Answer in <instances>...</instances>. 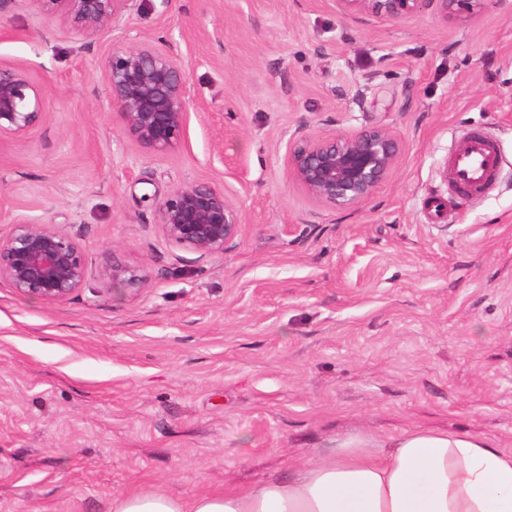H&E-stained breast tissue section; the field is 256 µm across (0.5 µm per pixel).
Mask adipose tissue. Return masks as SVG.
<instances>
[{
    "label": "adipose tissue",
    "instance_id": "ef3b65f1",
    "mask_svg": "<svg viewBox=\"0 0 512 512\" xmlns=\"http://www.w3.org/2000/svg\"><path fill=\"white\" fill-rule=\"evenodd\" d=\"M112 512H512V450L423 425L359 432L257 487L189 499L140 490Z\"/></svg>",
    "mask_w": 512,
    "mask_h": 512
}]
</instances>
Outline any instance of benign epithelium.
Wrapping results in <instances>:
<instances>
[{
	"label": "benign epithelium",
	"instance_id": "benign-epithelium-1",
	"mask_svg": "<svg viewBox=\"0 0 512 512\" xmlns=\"http://www.w3.org/2000/svg\"><path fill=\"white\" fill-rule=\"evenodd\" d=\"M43 14L59 18L84 39L120 26L139 9L138 0H31ZM437 2L443 10H484L489 0H337L341 14L396 21ZM104 76L123 131L155 153L177 150L187 122L186 73L165 40H127L114 45ZM44 90L28 68L0 61V139L29 134L43 120ZM299 124L286 145L296 181L321 205L351 210L366 204L388 178L403 145L389 129L365 127L315 138ZM157 224L173 246L209 257L224 253L242 224L241 209L223 189L208 183L174 188L157 205ZM87 263L80 243L56 224L17 217L0 238V282L21 296L47 303L70 298L84 285ZM102 279L133 294L145 282L141 269L114 260Z\"/></svg>",
	"mask_w": 512,
	"mask_h": 512
}]
</instances>
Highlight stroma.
I'll return each instance as SVG.
<instances>
[{
	"mask_svg": "<svg viewBox=\"0 0 512 512\" xmlns=\"http://www.w3.org/2000/svg\"><path fill=\"white\" fill-rule=\"evenodd\" d=\"M135 37L166 39L185 70L176 152L146 151L112 107L104 62ZM0 60L45 92L42 123L0 140V236L39 217L88 269L57 303L0 283V512L245 489L337 437L421 423L512 449V0L398 21L344 17L336 0H140L92 39L0 0ZM302 119L315 137L401 138L367 204L327 208L294 180ZM471 131L501 155L480 194L456 191L448 166ZM196 181L242 210L217 256L156 224L158 202ZM116 256L143 269L139 293L102 280Z\"/></svg>",
	"mask_w": 512,
	"mask_h": 512,
	"instance_id": "stroma-1",
	"label": "stroma"
}]
</instances>
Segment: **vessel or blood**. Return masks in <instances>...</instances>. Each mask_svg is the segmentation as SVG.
<instances>
[{
	"label": "vessel or blood",
	"instance_id": "obj_1",
	"mask_svg": "<svg viewBox=\"0 0 512 512\" xmlns=\"http://www.w3.org/2000/svg\"><path fill=\"white\" fill-rule=\"evenodd\" d=\"M454 182L472 192H482L495 180L499 156L493 143L475 132L449 159Z\"/></svg>",
	"mask_w": 512,
	"mask_h": 512
}]
</instances>
